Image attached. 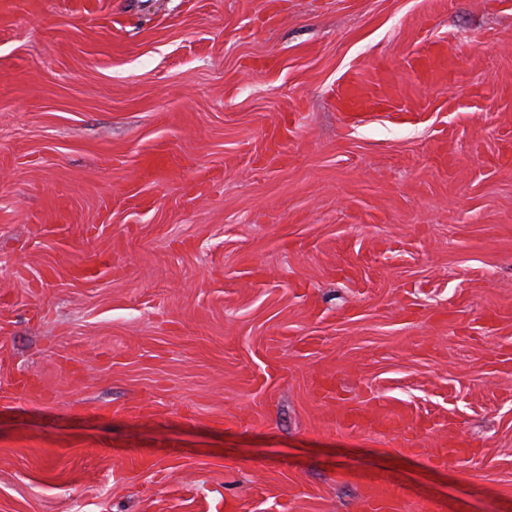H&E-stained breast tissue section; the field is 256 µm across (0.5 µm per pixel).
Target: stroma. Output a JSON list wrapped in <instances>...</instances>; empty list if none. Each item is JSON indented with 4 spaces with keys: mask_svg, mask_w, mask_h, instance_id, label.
Masks as SVG:
<instances>
[{
    "mask_svg": "<svg viewBox=\"0 0 512 512\" xmlns=\"http://www.w3.org/2000/svg\"><path fill=\"white\" fill-rule=\"evenodd\" d=\"M97 3L0 24V512H512V0ZM360 80L355 75L348 76L336 89V96L341 100L345 110L355 112L363 101H366L358 89ZM359 92V98L357 97ZM173 164V156L164 151H157L144 159V174L151 181L161 179Z\"/></svg>",
    "mask_w": 512,
    "mask_h": 512,
    "instance_id": "stroma-1",
    "label": "stroma"
}]
</instances>
